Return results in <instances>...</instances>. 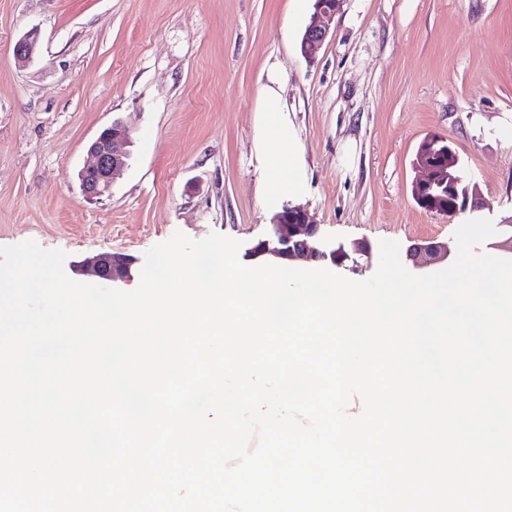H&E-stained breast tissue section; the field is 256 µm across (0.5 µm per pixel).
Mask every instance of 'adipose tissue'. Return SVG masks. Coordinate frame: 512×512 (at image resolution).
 <instances>
[{
    "label": "adipose tissue",
    "instance_id": "obj_1",
    "mask_svg": "<svg viewBox=\"0 0 512 512\" xmlns=\"http://www.w3.org/2000/svg\"><path fill=\"white\" fill-rule=\"evenodd\" d=\"M267 118L263 125L260 148L267 155L268 176L263 183V196L267 202L296 192L300 182L292 176L298 162V148L288 136V123L285 118L287 105L281 92L274 84H267L261 89Z\"/></svg>",
    "mask_w": 512,
    "mask_h": 512
}]
</instances>
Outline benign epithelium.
Returning a JSON list of instances; mask_svg holds the SVG:
<instances>
[{
  "instance_id": "1",
  "label": "benign epithelium",
  "mask_w": 512,
  "mask_h": 512,
  "mask_svg": "<svg viewBox=\"0 0 512 512\" xmlns=\"http://www.w3.org/2000/svg\"><path fill=\"white\" fill-rule=\"evenodd\" d=\"M343 0H315L314 13L301 40L304 57L313 59L322 48L330 31V24L339 13ZM39 32L33 29L21 36L14 45L15 57L21 62L34 59ZM131 127L122 118L112 120L88 146L89 163L78 173L80 188L89 198L109 193L112 185L128 167ZM413 165L423 177L412 185L415 202L425 211L438 215L474 213L484 206L476 184H467L463 190L457 185L462 177L459 158L452 148L437 140L423 142L415 155ZM252 254L264 256L274 263H286L305 258L320 266L356 270L359 259L371 258L372 247L367 242L332 243L320 234V227L312 223L309 213L300 206H287L272 220L268 237L260 241ZM457 255L455 246L448 242L427 240L411 245L405 261L416 275H427L438 265H451ZM88 271L113 283L131 278L130 260L122 254H103L84 263Z\"/></svg>"
}]
</instances>
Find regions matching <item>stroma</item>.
<instances>
[{"label": "stroma", "mask_w": 512, "mask_h": 512, "mask_svg": "<svg viewBox=\"0 0 512 512\" xmlns=\"http://www.w3.org/2000/svg\"><path fill=\"white\" fill-rule=\"evenodd\" d=\"M312 0H0V246L66 251L65 273L102 253L132 259L175 231L241 240L307 209L332 242L452 241L463 214L414 201L419 145L449 144L496 233L512 238V0H344L315 60L300 51ZM39 29V52L15 59ZM277 74L299 145L298 193L266 203L259 95ZM131 118L129 166L89 200L87 146ZM39 32L33 29L21 36L14 45L13 52L15 57L21 62H31L38 48Z\"/></svg>", "instance_id": "35a3bbf8"}]
</instances>
